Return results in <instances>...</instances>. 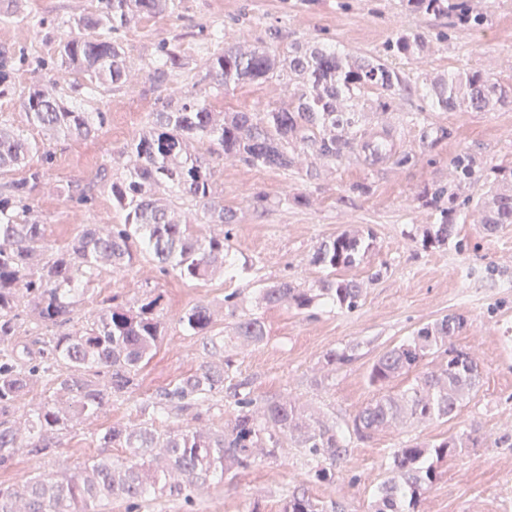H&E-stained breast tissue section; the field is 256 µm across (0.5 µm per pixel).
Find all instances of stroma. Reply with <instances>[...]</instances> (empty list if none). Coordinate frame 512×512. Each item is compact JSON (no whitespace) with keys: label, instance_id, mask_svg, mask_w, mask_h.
Segmentation results:
<instances>
[{"label":"stroma","instance_id":"1","mask_svg":"<svg viewBox=\"0 0 512 512\" xmlns=\"http://www.w3.org/2000/svg\"><path fill=\"white\" fill-rule=\"evenodd\" d=\"M92 3L0 0V71L10 83L0 94V119L42 139L40 129L27 121L21 95L52 79L69 82L58 55L61 26ZM480 5L489 23L471 30L448 16L410 12L404 0H179L175 15L143 18L119 32L127 55V83L89 100H75L78 107L104 113L98 135L58 140L51 145L52 163L33 153L23 166L0 173L1 192L25 177L27 169L44 167L45 179L30 202L45 217L53 246H65L87 220L102 228L118 223L119 213L108 190L99 187V178L111 170L116 152L143 128L147 115L161 108L169 89L205 96L217 111L262 110L288 103L294 95L296 82L284 77L226 92L197 83L204 50L218 24L224 27L225 44L242 49L270 45V34L278 29L292 41L323 42L367 57L380 55L398 30L424 32L426 46L420 55L389 60L406 79L409 93L386 110L366 114L370 127L392 131L397 151L411 160L403 166L390 160L333 164L310 156L305 165L316 170L313 179L306 178L304 170L284 172L225 161L215 179L225 204L237 211L236 223L225 225L224 232L238 276L189 281L163 272L146 253L138 254L125 271L100 268L80 299L81 316H93L109 297L133 302L156 288L164 295V339L139 371L136 387L114 402L111 411L64 434L58 455L36 458L28 449H16L11 464L0 466V486L82 464L97 454L102 429L135 420L136 399L155 394L209 361L202 339L186 335L178 323L196 304H210L220 317L223 357L231 364V378L249 379L259 397L288 394L306 414L341 427L373 397L367 372L380 353L424 324L460 314L467 327L455 344L471 353L483 381L479 395L454 419L349 439L328 482L314 478L306 449L290 442L280 459L257 458L246 471L212 481L193 503L159 498L135 506L115 500L101 512H282V494L293 487L303 488L319 512H368L388 476L390 448L403 441L439 442L470 432L478 434V441L438 462L439 477L415 512H512V224L487 232L482 210L472 205L458 227L459 243L432 244L425 235L440 213L422 196L435 184L464 183L454 164L463 152L483 159L490 168L512 167V103L486 112L423 109L421 87L427 76L479 70L512 85V0H480ZM162 41L178 46L186 63L168 85L155 83L148 73ZM439 129L446 130V137L431 140ZM75 183L94 185L91 202L82 205L66 198L67 186ZM355 183L370 185V193L351 192ZM300 193L309 196V206L289 204V197ZM258 195L268 199L262 213L253 207ZM362 229L372 230L373 244L359 264L344 272L364 283L356 310L320 300L304 310L261 302L262 289L284 278L307 288L317 285L324 272L311 264L310 256L319 242ZM233 292L244 312L264 323L262 342L241 344L228 330L224 298ZM346 347L354 348V361L328 371L325 354ZM233 408L228 394L222 407L201 406L159 428L219 429L232 417Z\"/></svg>","mask_w":512,"mask_h":512}]
</instances>
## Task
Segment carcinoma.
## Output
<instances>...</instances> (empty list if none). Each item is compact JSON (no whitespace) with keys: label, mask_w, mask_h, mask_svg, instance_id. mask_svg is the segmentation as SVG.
I'll return each mask as SVG.
<instances>
[{"label":"carcinoma","mask_w":512,"mask_h":512,"mask_svg":"<svg viewBox=\"0 0 512 512\" xmlns=\"http://www.w3.org/2000/svg\"><path fill=\"white\" fill-rule=\"evenodd\" d=\"M409 10L426 15H452L457 23L482 29L488 16L478 0H406ZM176 0H97L94 11L64 26L59 41L61 63L75 74L68 87H33L22 94V106L32 126L52 139H87L102 128V112L70 104L73 97L94 96L101 89L128 80L126 54L115 33L141 18L172 14ZM222 29L213 34L215 48L206 53L197 83L226 89L245 82L265 81L283 69L300 85L284 107L262 111L216 112L206 101L186 97L162 104L147 116L145 127L131 138L114 162L108 189L121 223L107 230L86 225L65 246L53 248L46 225L29 203L30 192L44 171L31 168L22 180L8 185L0 199V465L13 459L14 449L29 448L34 456H50L60 436L75 425L95 419L135 385L140 369L163 340L160 310L163 296L150 291L133 304L110 302L94 317L77 319L80 286L92 282L103 266L126 269L137 250L148 251L165 270L185 280H206L228 271L229 244L213 228L233 224L237 211L224 205L215 187V166L233 159L248 166L288 171L304 156L333 164L362 157L374 165L396 154L393 134H376L362 123L365 93L377 90L391 98L408 91L398 71L379 59L351 57L320 43L293 42L282 48L241 50L224 46ZM425 36L414 30L396 33L389 45L394 55L412 56ZM184 63L177 46L164 42L150 75L162 84L179 75ZM512 97V91L479 70L450 74L423 87L422 99L433 110L448 112L461 103L489 111ZM51 159L44 142L0 119V169L25 163L33 152ZM455 164L472 186H488L478 198L439 185L431 193L440 209L439 223L427 241L444 245L456 234L459 212L471 201L484 210L483 228L492 233L512 224V194L488 185L484 165L464 152ZM210 232H202L203 227ZM363 241L341 232L319 243L311 263L328 271L317 288H302L282 280L263 289L267 305L297 310L315 300L337 303L349 311L360 306L362 284L336 272L353 267ZM236 317L232 332L247 343L265 337L263 322L252 315ZM49 330L73 323L72 332L53 334L37 352L18 349L17 339L28 323ZM182 329L203 339L210 353L224 351V336L214 332L215 310L199 303L179 318ZM466 326L460 315H446L417 329L373 362L368 375L376 394L352 418L359 439L411 420L422 423L452 419L477 393L481 375L470 354L454 344ZM444 350L446 364L437 372L415 376L402 391L393 381L415 372L429 355ZM353 350L330 351L325 365L333 371L351 364ZM229 378L224 364L206 363L142 399L136 412L150 422L110 426L100 436L108 448H123L126 456H93L75 469L68 467L35 476L17 486L0 487V512H99L112 499L191 500L193 492L216 474H236L251 467L257 456L276 458L291 440L311 456L336 460L346 435L338 427L314 420L286 396L257 401L251 382L233 384L234 418L223 430L170 428L160 432L152 422L202 405L224 392ZM52 382L53 394L9 422L5 417L36 384ZM463 441L416 442L391 453V476L382 483L371 512H414L421 495L438 478L435 462L455 454ZM283 512H317L305 491H286Z\"/></svg>","instance_id":"obj_1"}]
</instances>
